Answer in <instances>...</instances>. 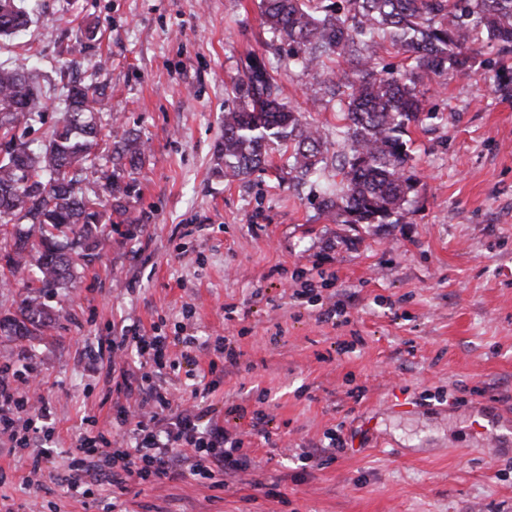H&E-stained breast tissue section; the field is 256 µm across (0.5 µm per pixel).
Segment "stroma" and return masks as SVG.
<instances>
[{"label":"stroma","mask_w":512,"mask_h":512,"mask_svg":"<svg viewBox=\"0 0 512 512\" xmlns=\"http://www.w3.org/2000/svg\"><path fill=\"white\" fill-rule=\"evenodd\" d=\"M35 2L27 28L0 38V64L31 66L50 89L38 136L64 110L72 57L111 98L113 140L138 135L147 161L121 174L136 183L127 223L105 227L97 257L48 298L53 327L0 335V365L42 378L50 433L38 448L0 435V499L13 512H512V54L480 44L473 67L425 85L401 223L339 224L282 150L230 181L218 146L257 54L335 148L336 101L317 88L349 61L303 71L269 56L261 0ZM129 325L166 339L157 385L187 398L189 359L212 369L196 410L240 440L248 469L61 483L80 433L135 445L113 422L117 382L150 369L122 341ZM222 337L237 364L217 358Z\"/></svg>","instance_id":"obj_1"}]
</instances>
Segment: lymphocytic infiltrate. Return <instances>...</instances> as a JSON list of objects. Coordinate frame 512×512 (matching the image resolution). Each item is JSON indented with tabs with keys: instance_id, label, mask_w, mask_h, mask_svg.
Masks as SVG:
<instances>
[{
	"instance_id": "obj_1",
	"label": "lymphocytic infiltrate",
	"mask_w": 512,
	"mask_h": 512,
	"mask_svg": "<svg viewBox=\"0 0 512 512\" xmlns=\"http://www.w3.org/2000/svg\"><path fill=\"white\" fill-rule=\"evenodd\" d=\"M30 392V386L18 385L0 372V434L17 436V421H25L28 433L19 436L25 447L30 444V432L36 429V416L45 415L47 411L46 406L35 405ZM115 421L137 435L134 449L112 451V462L119 467L112 475L116 483L126 477L147 482L169 475L178 451L188 454L191 473L200 476L208 475L214 464L231 470H243L249 465L246 456L227 449L228 433L223 426L202 424L200 415L188 409L173 412L161 426L151 428L140 414L122 406L116 412Z\"/></svg>"
}]
</instances>
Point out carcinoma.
Listing matches in <instances>:
<instances>
[{
  "label": "carcinoma",
  "instance_id": "cac0c4a2",
  "mask_svg": "<svg viewBox=\"0 0 512 512\" xmlns=\"http://www.w3.org/2000/svg\"><path fill=\"white\" fill-rule=\"evenodd\" d=\"M261 12L272 40L288 46V66L316 69L333 58L354 65V77H331L321 88L348 89L339 103L341 143L336 163L328 164L318 128L288 104L265 59L254 56L224 109V176L248 178L267 166L270 144L285 145L292 178L319 182L328 169L336 171L322 206L338 224H384L394 214L404 216L416 179L402 133L427 111L418 85L445 75L450 62L467 66L481 38L512 53V0H261ZM28 23L20 0H0V37ZM386 41L411 60L408 69L378 62ZM61 90L65 112L46 139H30L17 132L20 119L42 118L46 94L29 67L0 65V132L8 138L0 143V219L13 216L28 225L14 232L0 222V261L13 274L33 256L37 269L16 310L0 318L6 336L51 327L56 313L42 298L66 287L77 261L94 257L103 211L98 198L83 191L87 173L98 175L103 192L115 200L111 210L123 216L121 199L132 185L121 184L116 170L125 161L132 169L146 161L144 142L130 134L113 145V170L103 168L97 147L105 93L75 78Z\"/></svg>",
  "mask_w": 512,
  "mask_h": 512
}]
</instances>
